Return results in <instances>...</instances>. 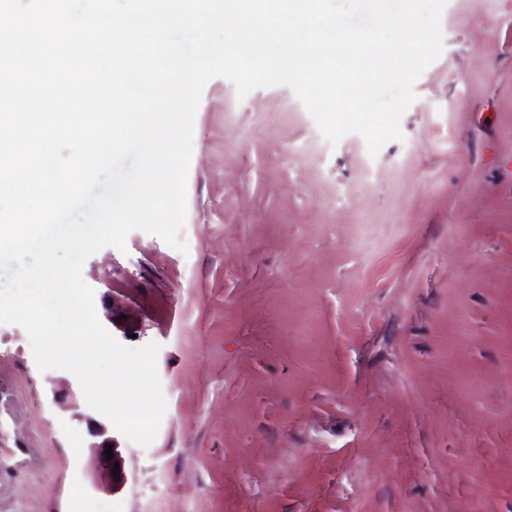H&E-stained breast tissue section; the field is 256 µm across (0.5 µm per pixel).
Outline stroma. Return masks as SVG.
Here are the masks:
<instances>
[{
    "mask_svg": "<svg viewBox=\"0 0 512 512\" xmlns=\"http://www.w3.org/2000/svg\"><path fill=\"white\" fill-rule=\"evenodd\" d=\"M442 31L374 156L288 86L206 84L187 252L136 230L83 266L113 337L160 346L157 435L91 492L77 379L0 324V512H512V0Z\"/></svg>",
    "mask_w": 512,
    "mask_h": 512,
    "instance_id": "obj_1",
    "label": "stroma"
}]
</instances>
